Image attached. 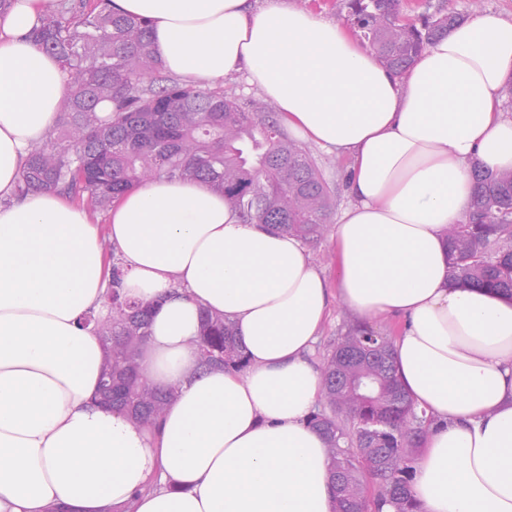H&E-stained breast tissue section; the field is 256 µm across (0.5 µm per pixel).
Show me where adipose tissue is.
Listing matches in <instances>:
<instances>
[{"label":"adipose tissue","mask_w":512,"mask_h":512,"mask_svg":"<svg viewBox=\"0 0 512 512\" xmlns=\"http://www.w3.org/2000/svg\"><path fill=\"white\" fill-rule=\"evenodd\" d=\"M50 2L0 15V512H332L309 354L334 299L404 320L396 375L433 421L410 481L421 512H512V297L453 285L445 234L474 166L512 170V19L477 12L396 75L340 22L282 0H111L149 20L184 84L243 75L289 133L349 159L331 282L304 242L195 180L126 192L103 228L67 197L16 195L66 90L30 36ZM116 256L123 294L154 307L144 371L178 387L144 426L98 406L105 351L81 326ZM205 310L232 325L246 371L200 369Z\"/></svg>","instance_id":"adipose-tissue-1"}]
</instances>
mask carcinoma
Returning a JSON list of instances; mask_svg holds the SVG:
<instances>
[{
  "instance_id": "cac0c4a2",
  "label": "carcinoma",
  "mask_w": 512,
  "mask_h": 512,
  "mask_svg": "<svg viewBox=\"0 0 512 512\" xmlns=\"http://www.w3.org/2000/svg\"><path fill=\"white\" fill-rule=\"evenodd\" d=\"M345 21L378 63L402 72L435 39L465 16L427 4L414 22L396 18L403 0H345ZM30 37L58 56L68 74L53 129L29 149L18 192L65 193L91 214L155 176L194 179L224 194L249 224L310 243L330 222L332 202L321 166L288 139L272 107L240 104L222 89L188 87L167 75L151 48L146 20L112 11L109 0L89 7L52 0ZM107 116L99 115L102 105ZM470 206L448 227L449 269L464 287L512 294V171L476 167ZM120 262L112 264L107 314L90 311L84 324L112 337V407H134L154 421L176 387L162 389L143 373L141 354L152 307L121 293ZM198 350L208 360L245 369L232 326L202 315ZM311 424L331 458L334 512H355L373 497L393 512H419L411 497L409 462L431 424L398 383L391 336L356 326L337 338L323 359L321 400Z\"/></svg>"
}]
</instances>
